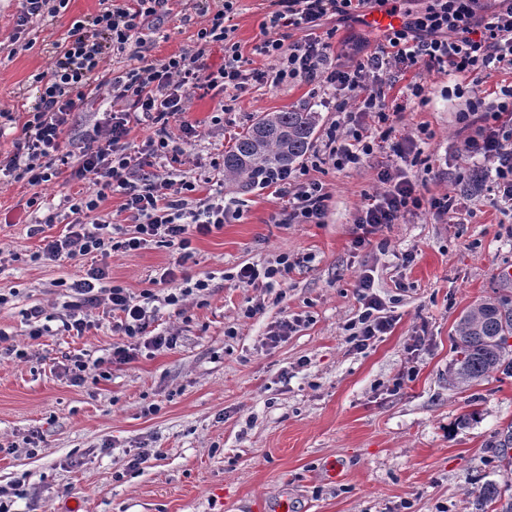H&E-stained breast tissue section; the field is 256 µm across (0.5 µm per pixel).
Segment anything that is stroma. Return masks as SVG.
I'll return each instance as SVG.
<instances>
[{
	"label": "stroma",
	"instance_id": "1",
	"mask_svg": "<svg viewBox=\"0 0 512 512\" xmlns=\"http://www.w3.org/2000/svg\"><path fill=\"white\" fill-rule=\"evenodd\" d=\"M18 0H0V108L23 111L34 102L33 74L46 69L51 43L73 20L98 13L100 0H70L54 21L31 27L33 46L13 50ZM159 22L153 54L164 58L190 45L197 23H184V0H172ZM269 0H239L234 22L243 52L261 36ZM422 80L430 101L403 113L400 135L421 141L432 170L404 167L403 179L425 197L473 193L475 216L448 224L420 210L354 244L353 220L378 187L377 159L314 176L330 187L324 223L288 224L273 187L224 186L239 219L191 238L189 258L156 244L113 253L114 283L139 293L162 269L182 262L207 290L184 309L158 305L154 325L178 335L175 348L140 351L135 360L94 371L80 386L63 374L74 357L106 355L117 337L102 309L97 328L77 337L63 328L64 289L57 280L81 275L86 257L34 262L37 218L26 184L0 177V329L25 349L0 351V488L24 480L12 512H473L472 493L485 480L512 482L488 447L512 425V376L491 374L468 390L448 383L454 327L482 299L512 292V208L491 205L482 187L457 178L464 164L456 113L464 105L446 75L412 69L395 85ZM227 105L223 125L211 122ZM309 107L322 126L336 115L310 85L255 88L243 94L195 93L185 121L200 135L191 163L222 157L263 112ZM432 133L422 140L420 128ZM299 259L273 287L242 288L232 272L248 263ZM395 322L362 351L349 327L363 310L356 285L363 274ZM261 305L248 315L252 305ZM39 306L51 332L27 336L25 312ZM299 319L285 341L266 334L283 319ZM421 345H414V337ZM37 449H30L29 440ZM147 462L132 470L134 455ZM340 470L328 481L327 461Z\"/></svg>",
	"mask_w": 512,
	"mask_h": 512
}]
</instances>
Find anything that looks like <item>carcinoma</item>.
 <instances>
[{
    "label": "carcinoma",
    "mask_w": 512,
    "mask_h": 512,
    "mask_svg": "<svg viewBox=\"0 0 512 512\" xmlns=\"http://www.w3.org/2000/svg\"><path fill=\"white\" fill-rule=\"evenodd\" d=\"M319 123L307 108L267 112L224 154V177L243 188L263 184L273 171L287 170L309 151ZM456 358L448 368L450 383L458 388L477 385L495 372L512 375V296L489 298L462 313L455 325ZM505 468L512 466V428L489 443ZM475 512H512V485L495 480L483 483L474 495Z\"/></svg>",
    "instance_id": "cac0c4a2"
}]
</instances>
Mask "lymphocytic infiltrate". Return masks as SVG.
I'll list each match as a JSON object with an SVG mask.
<instances>
[{
    "mask_svg": "<svg viewBox=\"0 0 512 512\" xmlns=\"http://www.w3.org/2000/svg\"><path fill=\"white\" fill-rule=\"evenodd\" d=\"M69 2L20 0L12 42L24 39L30 23L64 13ZM237 2L192 0L200 18L192 45L160 60L151 54L153 22L166 15L168 0H116L111 8L74 20L66 37L53 43L50 66L33 77L38 96L31 108L22 114L0 109V132L8 127L20 130L13 153L0 159L1 172L32 187L62 174L93 186L92 192L67 196L64 234H42L44 225L58 223L62 216L54 211L28 229L29 236L43 238L33 260L105 259L70 283L63 327L72 335H84L95 325L93 308L105 302L113 332L127 342L113 345L105 359L75 358L65 369L72 385H81L89 370L104 364L130 363L140 349L176 347V333L150 330L156 302L179 308L209 286L204 279L179 278L171 267L159 278L169 288L166 295L149 289L136 295L113 283L107 257L152 243L184 251L191 234H209L240 216L225 206L223 198H197L199 177L179 169L183 145L196 135L195 127L181 119L195 91L243 92L256 85L278 88L304 82L331 99L338 117L323 132L319 147L299 167L268 178L279 198L288 202L289 223L324 221L330 193L321 180L313 178L314 170L326 164L339 169L355 166L378 153L387 157L377 173L384 189L371 195L356 215L355 245L365 244L381 227L399 223L415 210L426 208L451 221L468 208L464 198L450 194L424 200L414 184L396 179L414 148L409 139L397 136L396 124L410 102L424 106L429 98L420 82L409 84L407 99L392 97L394 74L420 66L449 76L468 75L478 84L486 71L512 72V0H493L489 10L484 9V0H426L425 6L404 11L400 27H388L376 41L354 38L343 54L333 53L320 36L324 22L362 19L387 0H271L273 10L251 55L266 60L263 68L253 67L251 57H244L234 39ZM215 45L224 51V62L217 67L209 62ZM114 55L123 59L122 68L106 67V59ZM103 94L112 106L87 129L81 155L72 159L61 143L63 128L73 111ZM459 119L480 124L478 135L463 143L464 159L488 164L499 202L512 207V85L501 87L496 103L483 107L467 100ZM139 124L151 126L154 134L133 151L127 137ZM160 160L168 168L157 174L153 168ZM115 194L123 196L121 209L134 225L132 235L121 240L114 238L110 221L96 216L101 204ZM357 288L364 310L349 341L361 351L387 333L394 319L384 314L370 275H363Z\"/></svg>",
    "mask_w": 512,
    "mask_h": 512,
    "instance_id": "lymphocytic-infiltrate-1",
    "label": "lymphocytic infiltrate"
}]
</instances>
